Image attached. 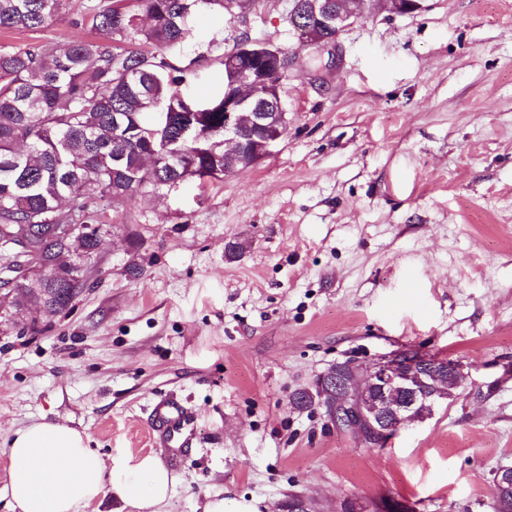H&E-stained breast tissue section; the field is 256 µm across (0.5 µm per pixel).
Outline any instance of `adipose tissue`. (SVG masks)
<instances>
[{
  "mask_svg": "<svg viewBox=\"0 0 512 512\" xmlns=\"http://www.w3.org/2000/svg\"><path fill=\"white\" fill-rule=\"evenodd\" d=\"M10 479L0 494L11 512H82L112 491L135 512L165 504L176 478L157 455L106 465L85 433L57 422H35L14 432L6 451Z\"/></svg>",
  "mask_w": 512,
  "mask_h": 512,
  "instance_id": "ef3b65f1",
  "label": "adipose tissue"
}]
</instances>
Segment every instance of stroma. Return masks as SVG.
I'll return each mask as SVG.
<instances>
[{"instance_id":"obj_1","label":"stroma","mask_w":512,"mask_h":512,"mask_svg":"<svg viewBox=\"0 0 512 512\" xmlns=\"http://www.w3.org/2000/svg\"><path fill=\"white\" fill-rule=\"evenodd\" d=\"M420 3L364 10L322 52L292 30V0L194 13L170 52L192 68L182 93L213 96L240 35L268 42L291 57L288 132L246 169L107 212L62 311L0 288V488L13 433L45 420L109 465L158 455L181 479L166 512L223 497L286 512L294 495L495 512L512 466V0ZM78 33L0 29V48ZM405 347L463 363L467 387L383 449L290 403L333 364ZM163 398L193 413L176 454L149 439ZM496 485L499 493L494 494L495 508L498 512L510 509L509 494L512 491V467H503L497 471Z\"/></svg>"}]
</instances>
